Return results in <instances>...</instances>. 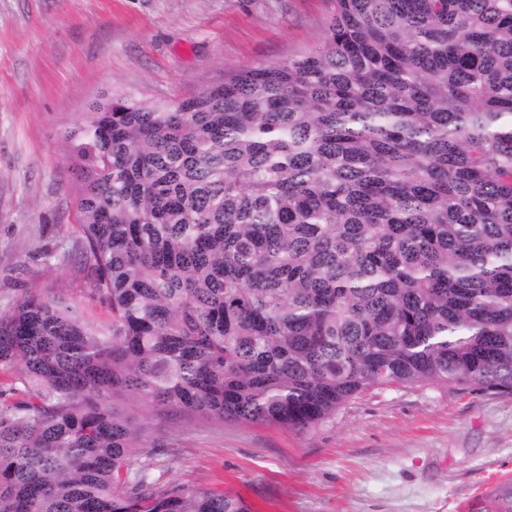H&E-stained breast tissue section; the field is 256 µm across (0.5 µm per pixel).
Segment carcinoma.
I'll return each mask as SVG.
<instances>
[{"instance_id": "cac0c4a2", "label": "carcinoma", "mask_w": 512, "mask_h": 512, "mask_svg": "<svg viewBox=\"0 0 512 512\" xmlns=\"http://www.w3.org/2000/svg\"><path fill=\"white\" fill-rule=\"evenodd\" d=\"M62 132L111 310L0 313V512H251L146 420L315 430L364 391L512 394V0H336L319 47Z\"/></svg>"}]
</instances>
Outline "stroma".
Instances as JSON below:
<instances>
[{
	"label": "stroma",
	"mask_w": 512,
	"mask_h": 512,
	"mask_svg": "<svg viewBox=\"0 0 512 512\" xmlns=\"http://www.w3.org/2000/svg\"><path fill=\"white\" fill-rule=\"evenodd\" d=\"M334 0H0V312L54 295L112 318L73 257V175L60 140L106 96L176 101L318 46ZM153 475L242 497L252 512H478L512 472V394L373 388L300 433L170 414Z\"/></svg>",
	"instance_id": "35a3bbf8"
}]
</instances>
